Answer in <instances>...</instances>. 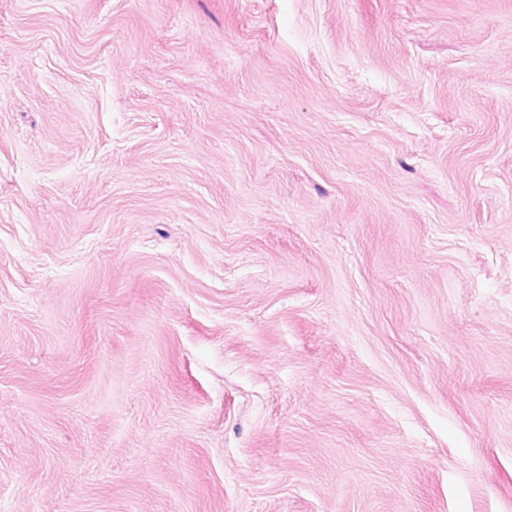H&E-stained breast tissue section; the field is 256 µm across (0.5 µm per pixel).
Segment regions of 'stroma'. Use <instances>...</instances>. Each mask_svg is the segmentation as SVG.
<instances>
[{"mask_svg":"<svg viewBox=\"0 0 512 512\" xmlns=\"http://www.w3.org/2000/svg\"><path fill=\"white\" fill-rule=\"evenodd\" d=\"M0 512H512V0H0Z\"/></svg>","mask_w":512,"mask_h":512,"instance_id":"obj_1","label":"stroma"}]
</instances>
